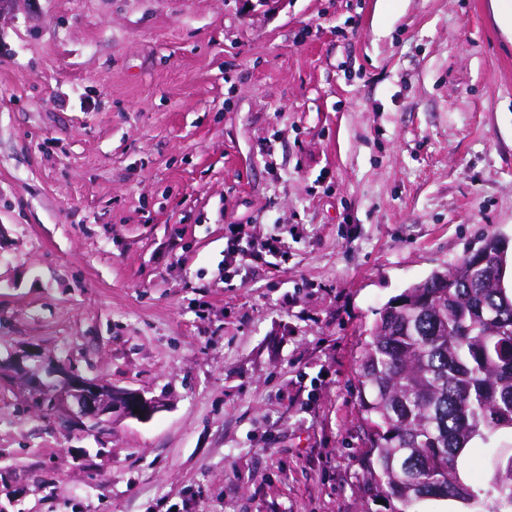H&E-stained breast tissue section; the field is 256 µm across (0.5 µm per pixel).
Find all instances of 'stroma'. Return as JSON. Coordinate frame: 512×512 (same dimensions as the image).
I'll use <instances>...</instances> for the list:
<instances>
[{
	"instance_id": "obj_1",
	"label": "stroma",
	"mask_w": 512,
	"mask_h": 512,
	"mask_svg": "<svg viewBox=\"0 0 512 512\" xmlns=\"http://www.w3.org/2000/svg\"><path fill=\"white\" fill-rule=\"evenodd\" d=\"M512 0H18L0 10V360L157 399L79 433L0 384V512H389L358 357L494 233ZM280 235L225 260L228 227Z\"/></svg>"
}]
</instances>
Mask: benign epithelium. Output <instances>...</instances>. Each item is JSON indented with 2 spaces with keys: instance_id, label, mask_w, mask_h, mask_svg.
Wrapping results in <instances>:
<instances>
[{
  "instance_id": "7a95c632",
  "label": "benign epithelium",
  "mask_w": 512,
  "mask_h": 512,
  "mask_svg": "<svg viewBox=\"0 0 512 512\" xmlns=\"http://www.w3.org/2000/svg\"><path fill=\"white\" fill-rule=\"evenodd\" d=\"M15 367L35 383L38 406L51 415L64 416L76 430L105 434L112 429L114 414L146 420L155 409L154 401L138 391L118 389L73 372L65 374L53 366L34 370L18 361ZM135 408L140 413H134Z\"/></svg>"
}]
</instances>
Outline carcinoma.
Segmentation results:
<instances>
[{
  "label": "carcinoma",
  "instance_id": "1",
  "mask_svg": "<svg viewBox=\"0 0 512 512\" xmlns=\"http://www.w3.org/2000/svg\"><path fill=\"white\" fill-rule=\"evenodd\" d=\"M495 235L389 302L359 357L364 493L414 512L456 500L463 512H512V289ZM482 446L470 449L473 440ZM473 451L493 467L484 483L461 478Z\"/></svg>",
  "mask_w": 512,
  "mask_h": 512
}]
</instances>
